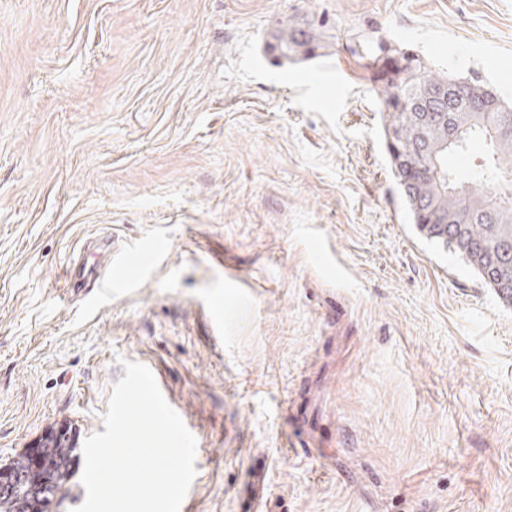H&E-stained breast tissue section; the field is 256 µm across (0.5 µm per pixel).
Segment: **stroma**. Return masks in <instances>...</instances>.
<instances>
[{"mask_svg":"<svg viewBox=\"0 0 512 512\" xmlns=\"http://www.w3.org/2000/svg\"><path fill=\"white\" fill-rule=\"evenodd\" d=\"M366 36L512 98V0H0V458L67 434L52 512L127 361L184 512H512V306L412 223Z\"/></svg>","mask_w":512,"mask_h":512,"instance_id":"obj_1","label":"stroma"}]
</instances>
